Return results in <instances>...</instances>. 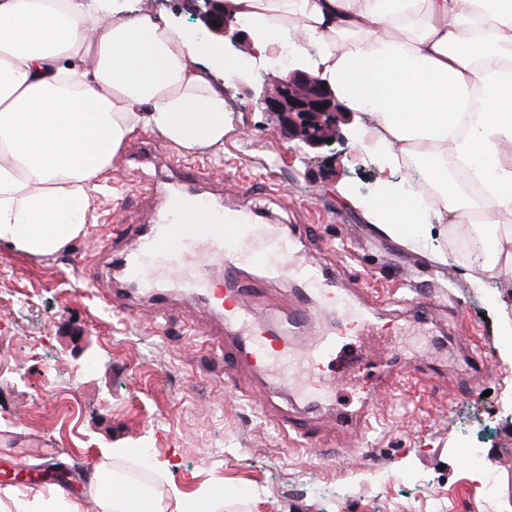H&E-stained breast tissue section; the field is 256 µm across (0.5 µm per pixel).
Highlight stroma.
<instances>
[{
    "instance_id": "35a3bbf8",
    "label": "stroma",
    "mask_w": 512,
    "mask_h": 512,
    "mask_svg": "<svg viewBox=\"0 0 512 512\" xmlns=\"http://www.w3.org/2000/svg\"><path fill=\"white\" fill-rule=\"evenodd\" d=\"M129 6L130 17L210 39L184 0ZM288 148L229 76L223 144L186 152L138 131L77 238L45 256L0 243V502H35L12 482L53 467L69 474L82 512H99L87 489L95 469L116 475L149 448L155 496L219 486L221 512H512V335L499 330L512 318V273L460 258L433 216L411 249L375 231L348 201L378 180L356 114L327 146ZM183 174L215 202L290 230L338 290L364 289L383 333L348 337L319 364L334 391L318 404L247 363L227 372L236 337L203 300L172 287L155 301L115 279L111 253L131 244L114 226L153 223L158 189ZM435 251L444 263L431 262ZM291 426L311 445L291 443ZM473 445L492 487L470 499Z\"/></svg>"
}]
</instances>
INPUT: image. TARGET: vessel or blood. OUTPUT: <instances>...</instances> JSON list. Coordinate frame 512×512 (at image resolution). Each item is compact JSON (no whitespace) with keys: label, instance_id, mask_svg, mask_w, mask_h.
<instances>
[{"label":"vessel or blood","instance_id":"vessel-or-blood-1","mask_svg":"<svg viewBox=\"0 0 512 512\" xmlns=\"http://www.w3.org/2000/svg\"><path fill=\"white\" fill-rule=\"evenodd\" d=\"M164 205L148 229L133 228L134 247L120 261L124 281L143 294L160 297L169 280H177L188 296L219 309L226 324L238 332V351L262 372L295 393L316 400L332 390L316 376L319 363L333 356L341 339L377 328V320L358 305L356 294L337 296L324 271L299 261L282 230L256 223L252 212L226 209L206 195L174 182L162 189ZM224 265V281L208 274L213 261ZM288 278L302 296L276 329H268L255 307L254 286ZM338 306L343 326L325 331L307 309L304 294ZM293 336L310 337L306 357H297Z\"/></svg>","mask_w":512,"mask_h":512}]
</instances>
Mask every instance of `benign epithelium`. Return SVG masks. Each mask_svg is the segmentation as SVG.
I'll return each mask as SVG.
<instances>
[{
  "mask_svg": "<svg viewBox=\"0 0 512 512\" xmlns=\"http://www.w3.org/2000/svg\"><path fill=\"white\" fill-rule=\"evenodd\" d=\"M187 2L211 35L215 59H223L247 38L236 18L224 10V0ZM252 96L259 109L276 116L281 134L300 150L323 146L335 135L339 118L345 113L330 86L300 60L274 88L263 86Z\"/></svg>",
  "mask_w": 512,
  "mask_h": 512,
  "instance_id": "1",
  "label": "benign epithelium"
}]
</instances>
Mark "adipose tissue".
Wrapping results in <instances>:
<instances>
[{
    "instance_id": "obj_1",
    "label": "adipose tissue",
    "mask_w": 512,
    "mask_h": 512,
    "mask_svg": "<svg viewBox=\"0 0 512 512\" xmlns=\"http://www.w3.org/2000/svg\"><path fill=\"white\" fill-rule=\"evenodd\" d=\"M258 57L282 35L313 48L308 67L371 127L386 199L378 230L410 245L430 198L448 224L500 225L486 271H512V0H224ZM128 0H0V242L44 255L76 238L99 179L141 127L184 149L224 140V90L196 66L185 32L127 17ZM422 181L401 187L407 159ZM479 202L449 189L454 170ZM89 489L100 512H159L140 489Z\"/></svg>"
}]
</instances>
